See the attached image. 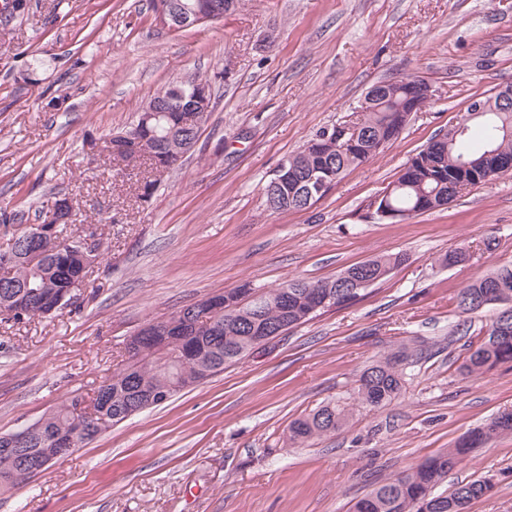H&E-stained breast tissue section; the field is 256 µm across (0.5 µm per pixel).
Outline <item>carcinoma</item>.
Here are the masks:
<instances>
[{
    "label": "carcinoma",
    "instance_id": "carcinoma-1",
    "mask_svg": "<svg viewBox=\"0 0 512 512\" xmlns=\"http://www.w3.org/2000/svg\"><path fill=\"white\" fill-rule=\"evenodd\" d=\"M424 84L418 77L407 74L392 83L391 92L378 101L375 109L355 125L358 148H345L336 140L323 139L319 147L306 144L298 152L284 159L295 171L294 180L268 181L262 187L263 198L273 194L279 206L273 212L299 211L312 206L322 195L314 185L306 182L312 171L321 174L329 184H335L348 170L372 161L400 136L399 124L406 125L408 97ZM193 81L170 83L160 87L150 101H165L175 90L189 91ZM471 100L456 124L443 135L435 136L408 161L397 178L390 183L391 191L375 201L376 210L384 209L402 221L435 209L426 201L431 196L437 203L454 200L453 187L461 179L459 163L482 167L495 161H512V136L505 135L504 127L512 128L511 112H489L470 115ZM211 110L198 113L194 123L188 122V113L167 109L158 112L140 136L148 139L153 164L176 163L182 144L198 141ZM55 245H34L22 238L15 243L14 262L7 274V283L0 285V300L27 293V285L39 286L58 298L74 289L88 277V271L78 259L61 261L53 253ZM407 260L405 254L376 257L346 268L332 279L308 281L291 279L278 288L247 289L253 296L241 300L242 289L224 292V311H197L180 320L189 344L181 342V335L169 337L167 351L159 347L160 337L144 336L140 340L139 364L126 365L107 377L110 391L105 401L106 415L117 424L125 420L126 398L133 394H166L170 397L195 384L199 362H208L214 374L240 363L266 341L259 336H270L281 327L293 328L317 314L332 308V300L340 297L347 302L356 300L361 291L349 294L355 280L376 284L391 270ZM494 286L503 300L512 303V264L498 267L457 295V308L463 313L476 311L473 303L480 300L487 286ZM500 321L489 325L484 341L468 349L463 373L482 376L500 364L512 363V323L508 330L499 327ZM405 350H399L382 360H376L360 374L357 383V402L365 408L378 409L396 400L403 387L402 364L408 359ZM74 399L70 398L49 411L43 429L35 434L28 447L30 458L14 463L0 457V491H8L28 481L55 464L44 454L46 438L73 430L76 420ZM351 411L347 403L328 402L306 416L292 421L288 441L305 444L321 436L344 428ZM512 433V413H504L485 427L457 440L415 467L387 479L370 493L356 501L353 512H469L471 504L492 494L495 484L487 478L461 481L449 493H438L436 488L448 472L467 459L474 448Z\"/></svg>",
    "mask_w": 512,
    "mask_h": 512
}]
</instances>
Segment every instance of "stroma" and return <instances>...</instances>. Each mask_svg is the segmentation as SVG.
Wrapping results in <instances>:
<instances>
[{
	"mask_svg": "<svg viewBox=\"0 0 512 512\" xmlns=\"http://www.w3.org/2000/svg\"><path fill=\"white\" fill-rule=\"evenodd\" d=\"M0 31V210L37 224L73 204L74 237L101 254L79 310L0 323V433L68 397L92 395L126 341L212 293L333 278L387 254L407 261L352 303L291 329L165 403L97 436L0 512H351L386 479L512 411V365L463 374L499 308L460 313L456 296L512 263V174L447 208L391 223L373 203L469 98L512 85V0H238L179 30L152 0H27ZM413 73L432 101L373 161L307 209L273 213L261 194L321 128L362 119L370 87ZM209 81L213 109L194 149L149 197L105 145L163 85ZM17 224V225H20ZM17 225L0 223V244ZM466 248L465 263L443 257ZM417 350L401 394L312 445L291 421L352 397L361 371ZM492 479L470 512H512V435L448 475Z\"/></svg>",
	"mask_w": 512,
	"mask_h": 512,
	"instance_id": "35a3bbf8",
	"label": "stroma"
}]
</instances>
